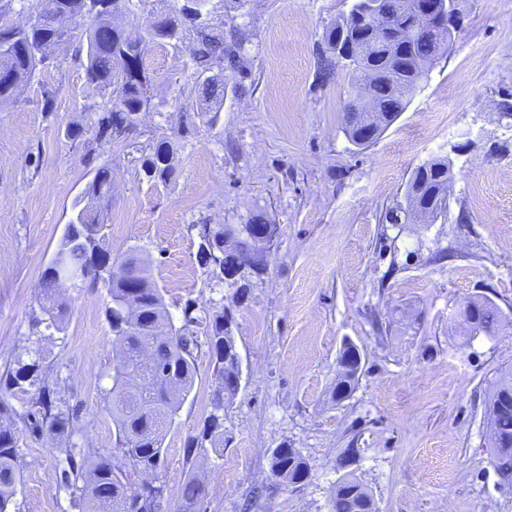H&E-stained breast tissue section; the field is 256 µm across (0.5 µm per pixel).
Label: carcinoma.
<instances>
[{
	"label": "carcinoma",
	"instance_id": "cac0c4a2",
	"mask_svg": "<svg viewBox=\"0 0 512 512\" xmlns=\"http://www.w3.org/2000/svg\"><path fill=\"white\" fill-rule=\"evenodd\" d=\"M100 0H40L39 7L27 29L0 30V105L17 101L21 88L35 74L45 59L39 54L43 47L55 44L59 37L61 16H68L73 25L80 26L91 19L86 29L84 69L89 85L96 87L106 98L91 116L88 127L68 130V136L80 140L91 154V144L111 140L116 128L128 126V113L138 112L150 99L149 78L142 66L143 54L128 53L123 45L135 42L170 43L179 41L183 31L193 34L195 47L192 63L195 74L207 73L203 84V106L200 112L216 114L222 99L218 89L224 85V66L239 69L244 66L242 42L236 35L225 39L224 29L212 25L209 19L188 16L180 9L153 22L145 35H134L114 25L112 12L100 10ZM389 9L388 25L406 30L413 17L416 0H384ZM346 23L357 33L353 51L362 63L348 70L346 100L342 104L343 132L354 145L365 140L367 115L359 110L358 97L365 74L380 75L370 82L382 123L371 131L375 137L388 129L410 106L414 93L428 79L429 71L441 53L431 40L415 36L391 43L385 31L360 25L354 18L339 16L328 26L318 47V78L327 81L338 68L333 58L336 49V29ZM141 169L150 179L166 182L173 169L170 149L159 145L145 156ZM452 179L450 165L434 159L415 169L407 188L414 194L407 218L430 214L435 217L447 207L448 184ZM84 205L71 223L80 225L79 239L64 233L52 263L42 274V291L38 296L45 329L59 331L67 313V303L58 295L59 277L80 273V284L89 288L107 289L110 306L106 318L112 341L125 356L124 364L112 373V386L106 391L107 410L117 431L112 451L85 452L75 462L76 446L64 448L69 470L66 485L80 493L83 512H162L166 485L157 470L166 452L167 428L171 426L182 402L193 390L197 376L194 350L196 338L188 334L194 322L190 308L183 311V324L176 326L164 297L151 281L142 260L130 252L116 259L108 241V225L102 220V210L112 203V168L102 165L96 169L83 197ZM199 237L211 240L220 249L224 245V225L203 224ZM478 308V319L468 330L471 336H494L502 323L499 307L486 297L471 299ZM234 337L224 328V313L210 320L209 344L219 363H224V349L233 346ZM150 348V359H139L142 347ZM50 367L42 358L20 363L8 372L13 385L20 389L33 388L22 423L32 431L50 439L71 438L76 433L75 417L54 401L55 389L48 381ZM236 392L224 387V374H219L213 390L210 414L200 433L193 437L189 448L216 449L224 444V406L231 403ZM490 424L496 435V466L512 461V374L501 376L490 398ZM16 422L4 402L0 401V512H16V486L20 481L17 454ZM127 461L128 470L112 466L111 456ZM307 465L303 456L296 458L282 448L273 454L271 469L288 477V464ZM141 473L151 477L153 486L131 496L128 475ZM185 507L192 509L201 502L202 488L190 478L182 490Z\"/></svg>",
	"mask_w": 512,
	"mask_h": 512
}]
</instances>
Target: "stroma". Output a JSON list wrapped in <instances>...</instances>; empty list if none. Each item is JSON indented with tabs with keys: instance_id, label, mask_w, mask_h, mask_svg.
I'll use <instances>...</instances> for the list:
<instances>
[{
	"instance_id": "1",
	"label": "stroma",
	"mask_w": 512,
	"mask_h": 512,
	"mask_svg": "<svg viewBox=\"0 0 512 512\" xmlns=\"http://www.w3.org/2000/svg\"><path fill=\"white\" fill-rule=\"evenodd\" d=\"M463 27L424 89L366 148L341 124L343 71L319 83L316 48L343 0H246L210 18L243 35L245 66L224 73L216 124L198 117L192 33L149 43L150 106L134 134L93 151L67 128L103 102L86 82L75 33L39 65L18 102L0 107V400L22 414L28 396L8 368L43 358L64 407L78 411V447L107 450L116 429L104 393L120 354L105 288L63 287V331L45 336L37 297L76 205L102 164L112 168L106 218L113 253L148 260L175 324L192 307L199 343L195 385L168 428L158 476L164 512H181L196 475L201 512H332L351 476L378 512H512V482L496 468L487 399L512 373V0H458ZM55 93L45 114L44 88ZM188 135H179L185 123ZM174 151L168 182L139 172L161 143ZM451 164L449 206L429 224H393L413 171ZM277 225L264 274L245 290L197 258L201 224ZM491 299L497 335L464 338L455 312ZM231 319L241 387L224 410V450L188 455L211 410L216 365L201 321ZM356 346L361 371L336 401L339 353ZM294 448L304 484L266 492L270 454ZM20 512H80L63 479L60 445L20 427Z\"/></svg>"
}]
</instances>
